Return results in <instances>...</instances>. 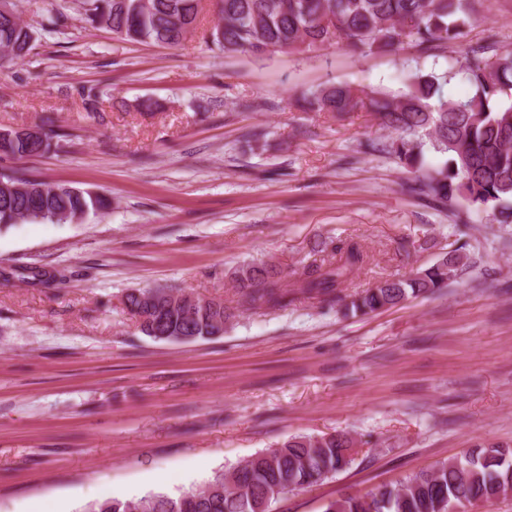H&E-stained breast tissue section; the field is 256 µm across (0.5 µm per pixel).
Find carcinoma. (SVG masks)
I'll return each mask as SVG.
<instances>
[{"label": "carcinoma", "mask_w": 512, "mask_h": 512, "mask_svg": "<svg viewBox=\"0 0 512 512\" xmlns=\"http://www.w3.org/2000/svg\"><path fill=\"white\" fill-rule=\"evenodd\" d=\"M480 0H216L222 25L209 38L225 53L263 58L277 52H305L336 45L364 55L396 52L411 44L426 56H437L448 44L464 45L477 22ZM86 21L105 24L123 38L175 47L196 30L200 0H86ZM32 35L20 21L0 18V62L12 61L10 49L30 51ZM460 76L473 89L467 99L445 93ZM85 108L100 110L104 93L94 86L79 89ZM308 112L372 113L394 133L381 148L392 162L413 174L409 190L438 208L452 202L476 206L497 220L512 219V49L500 48L496 36L464 51L459 69L436 74L410 68L406 90L393 95L383 88L358 89L331 82L309 92ZM53 136L15 135L0 144V153L23 159L51 148ZM106 208L101 197L24 172L0 175V226L19 221L51 223L59 212L84 219ZM319 258L292 272L291 285L265 262L242 265L234 288L254 310H282L298 303L340 305L347 315H367L393 308L410 297L432 295L448 287V262L456 250L406 278L386 277L353 295L341 286L373 256L354 241L330 240ZM159 296L140 300L126 296L139 330L157 329L176 341L213 338L234 317L233 308L204 296L190 303L185 291L162 286ZM349 435L295 436L227 471L216 472L195 491L177 496L149 494L136 500L105 497L85 512H257L287 493L327 479L348 467ZM512 493V453L495 446L468 449L459 458L412 473L394 486L364 495L343 494L324 505V512H467V506L492 503Z\"/></svg>", "instance_id": "carcinoma-1"}]
</instances>
